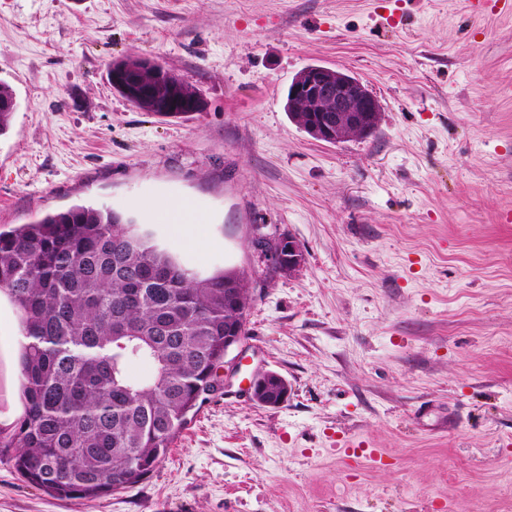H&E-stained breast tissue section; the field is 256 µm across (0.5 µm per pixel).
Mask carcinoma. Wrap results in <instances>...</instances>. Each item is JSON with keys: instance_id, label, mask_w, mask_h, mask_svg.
Listing matches in <instances>:
<instances>
[{"instance_id": "cac0c4a2", "label": "carcinoma", "mask_w": 512, "mask_h": 512, "mask_svg": "<svg viewBox=\"0 0 512 512\" xmlns=\"http://www.w3.org/2000/svg\"><path fill=\"white\" fill-rule=\"evenodd\" d=\"M126 221L74 205L0 229L25 401L0 429V459L59 499L109 495L153 471L221 390L224 337L242 331L251 300L239 274L195 272ZM132 358L152 375L131 378Z\"/></svg>"}]
</instances>
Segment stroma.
<instances>
[{
    "instance_id": "1",
    "label": "stroma",
    "mask_w": 512,
    "mask_h": 512,
    "mask_svg": "<svg viewBox=\"0 0 512 512\" xmlns=\"http://www.w3.org/2000/svg\"><path fill=\"white\" fill-rule=\"evenodd\" d=\"M163 63L204 111L165 121L108 82ZM310 65L377 98L369 136L290 119ZM0 225L75 205L149 225L251 305L241 372L145 479L62 500L0 463V512H512V14L467 0H0ZM188 203L177 234L151 214ZM292 236L288 275L252 229ZM258 371L288 382L265 407ZM362 441L382 463L348 462ZM156 212L168 215L170 220L173 221V224H175L178 232L182 235L191 233L197 226L196 224H193V221H187L186 219L189 208L183 207L177 202L164 201L162 203H158L156 205ZM253 239L260 254L279 272L291 275L304 266L305 253L301 245L291 236L285 234L268 236L261 232V228L255 227ZM286 243H288V253L292 254L288 257V253H284L288 257V271L280 266L281 252ZM263 378H266V379L273 378L274 381L279 382L283 386L281 396H280V392H281L280 388L272 383H265L260 388V393H258V394L260 395V397H262L265 400H272V399L276 400L280 396L278 401L275 402L274 404L263 403V402L259 401L255 395L256 385H257L258 381L262 380ZM249 388L251 390V394H252L254 400L256 402H258L259 404H261L263 406H267V407L280 406L288 397V382L281 375H279L278 373L273 372V371L258 372L253 377V379L249 382Z\"/></svg>"
}]
</instances>
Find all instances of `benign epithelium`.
Wrapping results in <instances>:
<instances>
[{
    "mask_svg": "<svg viewBox=\"0 0 512 512\" xmlns=\"http://www.w3.org/2000/svg\"><path fill=\"white\" fill-rule=\"evenodd\" d=\"M109 79L113 90L134 102L143 112H200L205 103L197 89L170 72L157 60L142 57L125 58L112 63ZM286 111L294 122L312 138L326 143H339L354 136L372 134L379 122L380 105L358 78L334 68L311 65L292 79L288 87ZM253 239L260 254L279 272L291 275L305 264L301 245L291 236H268L256 227ZM291 257L288 269L280 266L283 246ZM274 379L283 386L274 406L288 397V382L273 371L257 373L249 382L256 390L258 381Z\"/></svg>",
    "mask_w": 512,
    "mask_h": 512,
    "instance_id": "obj_1",
    "label": "benign epithelium"
}]
</instances>
